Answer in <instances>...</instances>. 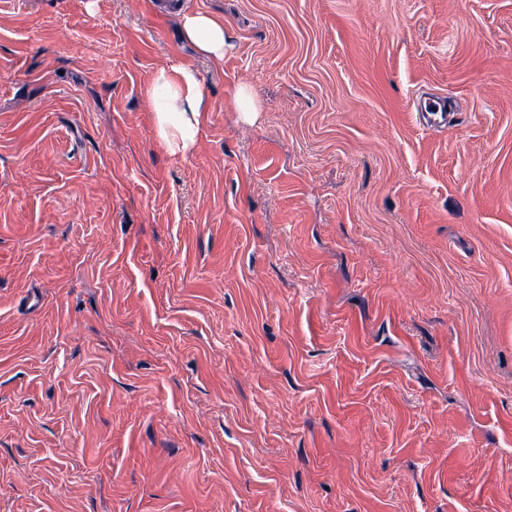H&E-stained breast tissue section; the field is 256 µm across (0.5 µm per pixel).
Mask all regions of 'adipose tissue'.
I'll return each instance as SVG.
<instances>
[{"mask_svg": "<svg viewBox=\"0 0 512 512\" xmlns=\"http://www.w3.org/2000/svg\"><path fill=\"white\" fill-rule=\"evenodd\" d=\"M183 32L201 54L223 61L229 43L222 21L202 12L189 13L183 20ZM147 93L155 103L156 128L162 143L174 153L191 150L204 119L203 91L197 73L182 65L160 70Z\"/></svg>", "mask_w": 512, "mask_h": 512, "instance_id": "adipose-tissue-1", "label": "adipose tissue"}]
</instances>
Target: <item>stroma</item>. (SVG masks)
I'll return each mask as SVG.
<instances>
[{"label": "stroma", "instance_id": "35a3bbf8", "mask_svg": "<svg viewBox=\"0 0 512 512\" xmlns=\"http://www.w3.org/2000/svg\"><path fill=\"white\" fill-rule=\"evenodd\" d=\"M0 512H512V0H0ZM183 32L199 52L214 61L223 62L231 47L224 33V22L202 12L184 15ZM155 103V122L162 143L173 153L193 147L202 128L204 98L197 73L187 66L161 69L148 86Z\"/></svg>", "mask_w": 512, "mask_h": 512}]
</instances>
